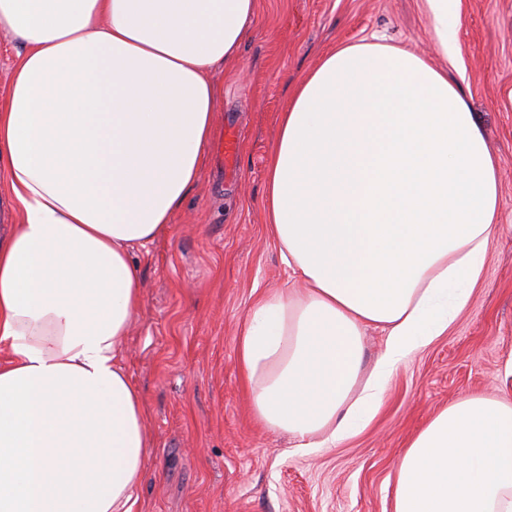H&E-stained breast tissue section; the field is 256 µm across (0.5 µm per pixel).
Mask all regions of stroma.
<instances>
[{"mask_svg": "<svg viewBox=\"0 0 512 512\" xmlns=\"http://www.w3.org/2000/svg\"><path fill=\"white\" fill-rule=\"evenodd\" d=\"M459 9L443 50L425 0H259L244 73L212 74L221 96L206 165L167 230L131 252L144 303L119 355L151 438L131 512H393L399 461L438 411L474 394L512 404V0ZM375 34L417 50L465 98L499 167V228L468 306L396 367L370 425L337 447L300 448L257 422L237 365L254 300L289 285L265 231L268 158L305 71Z\"/></svg>", "mask_w": 512, "mask_h": 512, "instance_id": "1", "label": "stroma"}]
</instances>
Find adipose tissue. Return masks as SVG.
<instances>
[{
    "label": "adipose tissue",
    "mask_w": 512,
    "mask_h": 512,
    "mask_svg": "<svg viewBox=\"0 0 512 512\" xmlns=\"http://www.w3.org/2000/svg\"><path fill=\"white\" fill-rule=\"evenodd\" d=\"M258 0H0L23 48L0 107V512H131L146 448L117 347L143 305L133 246L207 161L216 68L242 70ZM498 167L447 76L340 45L299 79L270 156L266 231L291 271L237 344L256 419L338 446L390 374L447 333L482 278ZM385 351L361 378L367 327ZM394 512H512V405L468 396L410 442ZM17 224L6 182L0 179V238L9 235Z\"/></svg>",
    "instance_id": "ef3b65f1"
}]
</instances>
